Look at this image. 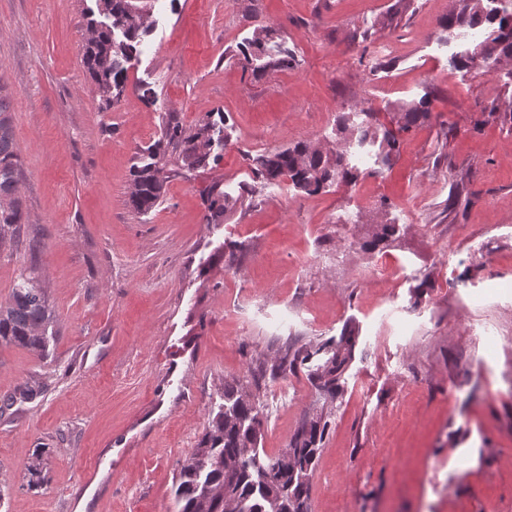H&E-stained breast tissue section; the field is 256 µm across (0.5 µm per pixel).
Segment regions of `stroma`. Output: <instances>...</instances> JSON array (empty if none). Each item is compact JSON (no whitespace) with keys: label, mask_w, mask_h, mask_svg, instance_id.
<instances>
[{"label":"stroma","mask_w":512,"mask_h":512,"mask_svg":"<svg viewBox=\"0 0 512 512\" xmlns=\"http://www.w3.org/2000/svg\"><path fill=\"white\" fill-rule=\"evenodd\" d=\"M95 0H0V81L22 163L24 230L0 247V303L36 265L55 312L45 353L0 347V512H176L181 465L223 402L284 343L352 335L310 479L309 512H512V73L452 66L470 46L439 22L455 0H160L104 104L83 62ZM261 28L295 56L254 76L237 52ZM431 117L383 161L343 139L366 112ZM223 124L217 159L129 202L164 126ZM349 144L358 178L315 194L260 181L253 157ZM253 187L205 220L207 191ZM398 232L369 247L378 225ZM240 245L229 259L230 245ZM383 264L392 280L360 277ZM260 393L267 455L323 398L310 371ZM42 392L21 396L26 386ZM44 449L49 481L27 487Z\"/></svg>","instance_id":"35a3bbf8"}]
</instances>
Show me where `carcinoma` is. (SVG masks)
I'll return each instance as SVG.
<instances>
[{"instance_id":"cac0c4a2","label":"carcinoma","mask_w":512,"mask_h":512,"mask_svg":"<svg viewBox=\"0 0 512 512\" xmlns=\"http://www.w3.org/2000/svg\"><path fill=\"white\" fill-rule=\"evenodd\" d=\"M459 8L443 18L440 26L452 37L457 29L485 30L476 43L479 57L469 54L457 63L471 68L483 67L512 58V0H458ZM97 10L106 23L94 20L88 28L95 31L85 44L84 63L99 96L107 103L117 101L127 80V64L138 53L149 24L129 13V0H96ZM246 64L260 62L253 73L286 67L293 53L281 44L268 45L267 36L258 35L240 49ZM430 118L421 101L399 113L398 131L406 132ZM215 124L199 125L186 132L177 124L167 125L150 151L151 161L133 170L130 201L136 209L148 211L161 198L168 167L205 168L211 159L208 140ZM255 174L267 182L286 177L306 194L317 193L335 182L350 183L359 171L345 164L343 146L322 151L306 142L253 158ZM22 176L20 155L13 138L10 93L0 82V245L20 243L25 223L17 197ZM245 194L235 198L217 185L207 192V223L244 203ZM54 311L36 277L21 272L9 300L0 304V343L35 352L46 350L54 327ZM354 337H341L332 355L310 373L325 402L336 399L337 382L351 359ZM319 350L305 344L285 349L271 360H263L252 373V380L224 384V405L208 422L197 448L181 466L174 490L177 512H309V486L315 460L320 452L331 412L321 411L316 419L304 422L292 435L284 454H260L261 381L304 365ZM28 488L38 489L46 480L42 454L36 453L27 466ZM234 485V496L224 499V480Z\"/></svg>"}]
</instances>
